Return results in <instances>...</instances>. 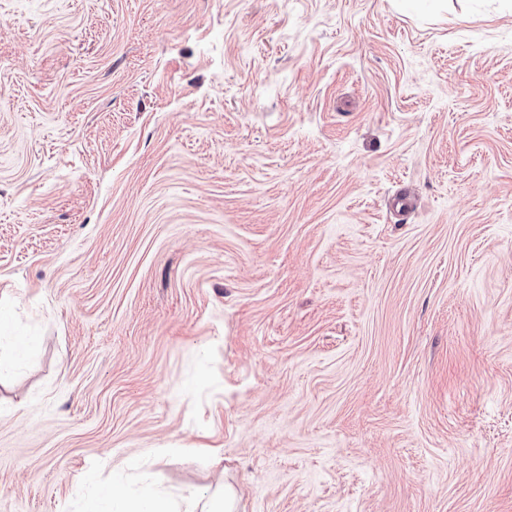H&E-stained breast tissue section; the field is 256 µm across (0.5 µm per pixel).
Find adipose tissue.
<instances>
[{"label": "adipose tissue", "mask_w": 512, "mask_h": 512, "mask_svg": "<svg viewBox=\"0 0 512 512\" xmlns=\"http://www.w3.org/2000/svg\"><path fill=\"white\" fill-rule=\"evenodd\" d=\"M236 501V492L229 485L223 493L206 499L196 494L174 498L146 482L133 496L118 487L103 492L87 502L85 512H236Z\"/></svg>", "instance_id": "obj_1"}]
</instances>
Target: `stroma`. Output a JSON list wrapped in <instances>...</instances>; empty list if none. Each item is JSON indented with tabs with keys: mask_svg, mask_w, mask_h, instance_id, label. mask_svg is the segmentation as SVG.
I'll return each mask as SVG.
<instances>
[{
	"mask_svg": "<svg viewBox=\"0 0 512 512\" xmlns=\"http://www.w3.org/2000/svg\"><path fill=\"white\" fill-rule=\"evenodd\" d=\"M0 512H512V0H0ZM236 501V492L231 485L224 486V493L207 499L197 494L174 498L146 482L134 496L113 486L112 493L106 490L100 497L88 501L84 512H235Z\"/></svg>",
	"mask_w": 512,
	"mask_h": 512,
	"instance_id": "35a3bbf8",
	"label": "stroma"
}]
</instances>
